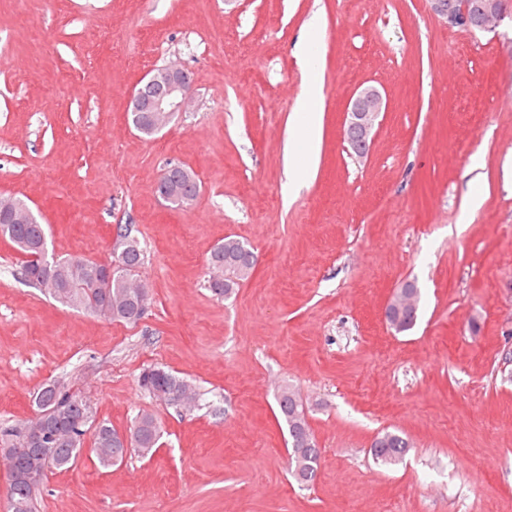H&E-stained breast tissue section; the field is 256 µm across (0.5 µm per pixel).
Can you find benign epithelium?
I'll list each match as a JSON object with an SVG mask.
<instances>
[{
  "mask_svg": "<svg viewBox=\"0 0 512 512\" xmlns=\"http://www.w3.org/2000/svg\"><path fill=\"white\" fill-rule=\"evenodd\" d=\"M431 12L452 28L461 30H492L512 9V0H429ZM192 78L188 71L169 64L148 73L134 88L129 111L134 120L144 119L158 133L173 118L188 110L191 103ZM386 109L381 92L374 86L357 91L345 113L344 140L353 153L364 156L374 138L380 113ZM403 311L401 295H392L384 316L389 325L400 327Z\"/></svg>",
  "mask_w": 512,
  "mask_h": 512,
  "instance_id": "1",
  "label": "benign epithelium"
}]
</instances>
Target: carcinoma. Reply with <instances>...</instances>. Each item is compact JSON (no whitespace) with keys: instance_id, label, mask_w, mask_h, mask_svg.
Segmentation results:
<instances>
[{"instance_id":"obj_1","label":"carcinoma","mask_w":512,"mask_h":512,"mask_svg":"<svg viewBox=\"0 0 512 512\" xmlns=\"http://www.w3.org/2000/svg\"><path fill=\"white\" fill-rule=\"evenodd\" d=\"M11 244L23 257L21 275L28 284L63 306L77 311L103 316L113 322L135 323L137 316L136 290L141 288L135 273L144 262V251L137 238L118 228V247L114 256L120 263L112 267L106 284L108 295L90 294L82 287V276L72 270L73 259L48 256L44 225L10 224L0 220V241ZM252 250L240 239L227 236L207 259V288L219 297H230L240 283L250 277L238 267L249 263ZM140 386L149 394L170 404L194 405L195 387L176 372L161 367L144 370ZM35 416L17 426L0 427V448L24 444V434L39 435L44 442L29 447L28 451L10 462L17 479L8 489L12 500L22 505L21 512H36L37 491L46 473L53 469H67L75 464L83 452L85 437L91 438V450L99 463L109 466L122 461L134 451L142 457L156 452L161 424L148 411L139 413L129 432L131 447L126 448L118 438V431L106 422L90 425L92 411L81 398L64 386L53 382L44 385L35 395ZM280 413L288 427L289 464L293 477L306 484L314 480L321 450L316 442L298 443L300 430L311 431L308 420L299 417L301 404L288 387L277 396ZM71 434L73 442L56 443L52 435ZM410 448L407 439L397 433L378 434L372 447L374 461L380 466L400 463Z\"/></svg>"}]
</instances>
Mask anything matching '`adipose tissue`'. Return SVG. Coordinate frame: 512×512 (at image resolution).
I'll list each match as a JSON object with an SVG mask.
<instances>
[{
  "instance_id": "ef3b65f1",
  "label": "adipose tissue",
  "mask_w": 512,
  "mask_h": 512,
  "mask_svg": "<svg viewBox=\"0 0 512 512\" xmlns=\"http://www.w3.org/2000/svg\"><path fill=\"white\" fill-rule=\"evenodd\" d=\"M321 88L317 83L306 84L298 100L299 121L292 135L289 150V177L291 186H299L301 177L313 165L319 134V103Z\"/></svg>"
}]
</instances>
